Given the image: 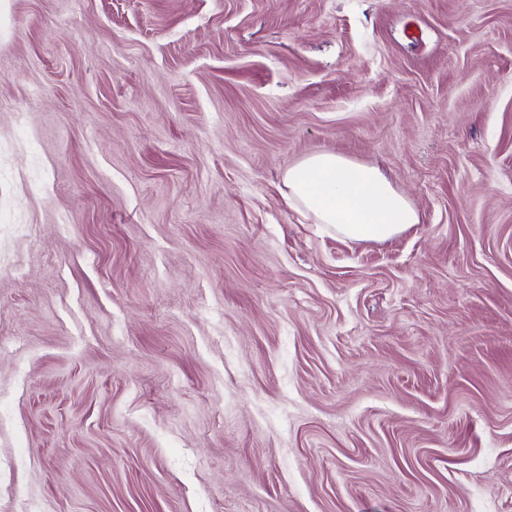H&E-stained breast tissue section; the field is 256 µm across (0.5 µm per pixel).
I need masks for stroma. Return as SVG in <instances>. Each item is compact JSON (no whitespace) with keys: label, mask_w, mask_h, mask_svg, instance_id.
<instances>
[{"label":"stroma","mask_w":512,"mask_h":512,"mask_svg":"<svg viewBox=\"0 0 512 512\" xmlns=\"http://www.w3.org/2000/svg\"><path fill=\"white\" fill-rule=\"evenodd\" d=\"M0 512H512V0H0ZM281 195L313 224L351 241L393 238L418 215L377 167L344 155L320 152L284 169Z\"/></svg>","instance_id":"obj_1"}]
</instances>
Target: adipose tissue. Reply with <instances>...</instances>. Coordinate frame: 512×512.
Segmentation results:
<instances>
[{
  "mask_svg": "<svg viewBox=\"0 0 512 512\" xmlns=\"http://www.w3.org/2000/svg\"><path fill=\"white\" fill-rule=\"evenodd\" d=\"M281 195L313 223L352 241H382L416 224L418 215L377 167L320 152L285 168Z\"/></svg>",
  "mask_w": 512,
  "mask_h": 512,
  "instance_id": "obj_1",
  "label": "adipose tissue"
}]
</instances>
